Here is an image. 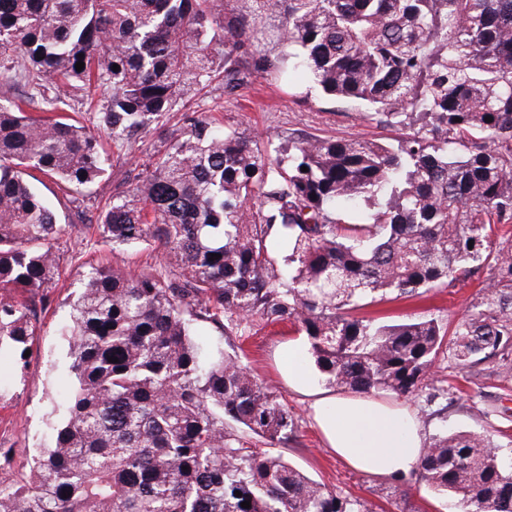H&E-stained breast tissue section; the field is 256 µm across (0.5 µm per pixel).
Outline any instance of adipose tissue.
<instances>
[{"mask_svg":"<svg viewBox=\"0 0 512 512\" xmlns=\"http://www.w3.org/2000/svg\"><path fill=\"white\" fill-rule=\"evenodd\" d=\"M287 379L310 398L329 447L350 466L388 480L403 479L415 470L427 441L409 408L364 394H327L294 365L289 366Z\"/></svg>","mask_w":512,"mask_h":512,"instance_id":"1","label":"adipose tissue"}]
</instances>
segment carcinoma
Here are the masks:
<instances>
[{
	"label": "carcinoma",
	"instance_id": "cac0c4a2",
	"mask_svg": "<svg viewBox=\"0 0 512 512\" xmlns=\"http://www.w3.org/2000/svg\"><path fill=\"white\" fill-rule=\"evenodd\" d=\"M234 3L227 16L224 0H0V80L31 90L0 105V350L23 367L42 323L19 294L58 276L63 232L39 185L90 188L100 134L132 143L217 75L232 92L293 72L406 130L268 154L197 117L150 154L96 230L175 269L89 266L62 328L72 391L0 512H370L284 458L294 415L227 351L232 331L289 322L327 385L402 398L445 351L464 368L512 351V253L495 241L512 224V0ZM79 98L97 99L94 132L68 114ZM483 265L491 282L451 338L428 315L352 314ZM206 324L225 345L199 339ZM418 472L462 512H512V468L481 435L433 436Z\"/></svg>",
	"mask_w": 512,
	"mask_h": 512
}]
</instances>
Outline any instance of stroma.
Masks as SVG:
<instances>
[{"mask_svg":"<svg viewBox=\"0 0 512 512\" xmlns=\"http://www.w3.org/2000/svg\"><path fill=\"white\" fill-rule=\"evenodd\" d=\"M204 115L227 128L268 135L275 146L290 137L389 140L399 136L396 130L360 119L347 103L326 100L319 91L306 93L288 84L255 78L232 95L225 93L222 80H214L192 97L187 113H173L166 125L143 134L136 143L120 147L111 138H103L110 162L107 171L84 193L81 204L64 198L57 206L65 231L59 239V276L47 291L50 301L41 313L45 332L32 347L26 370L17 368L12 354L0 355V389L10 398L0 407V448L12 451L8 462H0L1 484L16 486L28 480L32 454L44 441L53 407L70 391L71 380L64 367L67 342L61 329L68 320L67 297L85 268L99 263L139 271L156 267L160 259L150 247L115 249L83 242L77 210L95 215L99 203L111 198L119 180L139 165L144 151L168 146L181 137L186 117ZM489 277L490 269L485 266L423 297L374 304L363 313L385 323L431 314L451 325L478 301ZM296 338L293 325L258 321L237 340L253 374L273 385L280 402L295 415L294 438L283 450L288 460L310 478L367 502L373 512H400L398 504L404 498L421 512H455L453 501L418 475L396 482L375 479L348 466L328 448L313 420L308 398L289 388L281 377L288 364V344ZM432 384L460 391L461 397L451 403L440 398L431 404L421 395L409 399L426 436L442 431L480 433L499 446L505 461L512 463V355L474 368L461 367L449 356L440 357Z\"/></svg>","mask_w":512,"mask_h":512,"instance_id":"stroma-1","label":"stroma"}]
</instances>
